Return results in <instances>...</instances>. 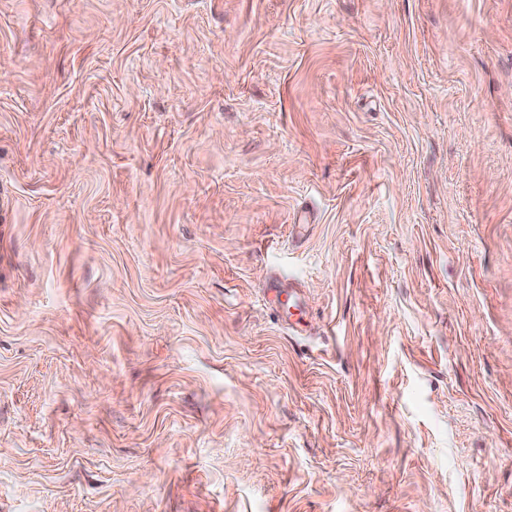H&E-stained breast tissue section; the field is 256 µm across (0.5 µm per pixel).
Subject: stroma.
<instances>
[{
    "label": "stroma",
    "mask_w": 512,
    "mask_h": 512,
    "mask_svg": "<svg viewBox=\"0 0 512 512\" xmlns=\"http://www.w3.org/2000/svg\"><path fill=\"white\" fill-rule=\"evenodd\" d=\"M0 512H512V0H0Z\"/></svg>",
    "instance_id": "stroma-1"
}]
</instances>
